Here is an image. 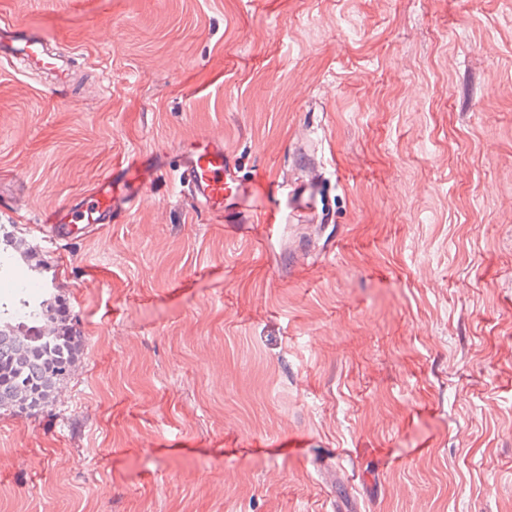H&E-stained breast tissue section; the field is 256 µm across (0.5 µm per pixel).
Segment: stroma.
Instances as JSON below:
<instances>
[{"instance_id": "1", "label": "stroma", "mask_w": 512, "mask_h": 512, "mask_svg": "<svg viewBox=\"0 0 512 512\" xmlns=\"http://www.w3.org/2000/svg\"><path fill=\"white\" fill-rule=\"evenodd\" d=\"M62 89L0 64V224L110 170L149 198L43 244L81 349L0 414V512H512L505 0H0ZM259 173L240 235L175 156ZM321 175L311 224L286 188Z\"/></svg>"}]
</instances>
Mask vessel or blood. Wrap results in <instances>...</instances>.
<instances>
[{
    "label": "vessel or blood",
    "instance_id": "1",
    "mask_svg": "<svg viewBox=\"0 0 512 512\" xmlns=\"http://www.w3.org/2000/svg\"><path fill=\"white\" fill-rule=\"evenodd\" d=\"M0 58L58 80L68 72L64 61L51 52L47 43L22 37L16 26L5 21L0 22ZM177 173L199 208L227 217L234 224L245 223L240 205L259 186L244 182L239 176L237 164L225 153L222 139L206 131L199 134L195 144L181 152ZM154 180L152 165L137 161L124 168L119 177L105 176L83 202L46 214L33 231L48 240L91 234L111 223L113 217L139 205Z\"/></svg>",
    "mask_w": 512,
    "mask_h": 512
}]
</instances>
